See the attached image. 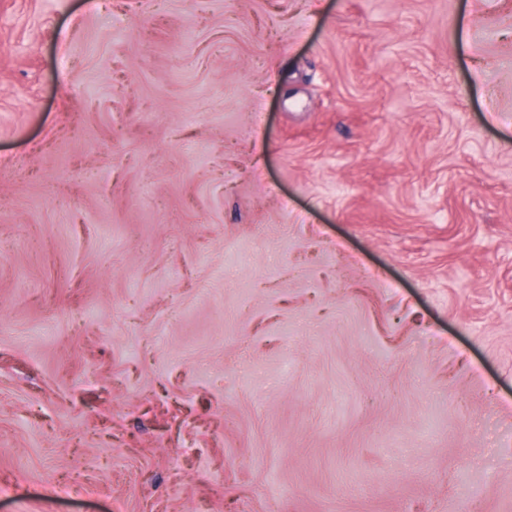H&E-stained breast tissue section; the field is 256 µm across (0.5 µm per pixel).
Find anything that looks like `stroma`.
<instances>
[{
	"label": "stroma",
	"instance_id": "stroma-1",
	"mask_svg": "<svg viewBox=\"0 0 512 512\" xmlns=\"http://www.w3.org/2000/svg\"><path fill=\"white\" fill-rule=\"evenodd\" d=\"M464 498L512 512V0H0V512Z\"/></svg>",
	"mask_w": 512,
	"mask_h": 512
}]
</instances>
